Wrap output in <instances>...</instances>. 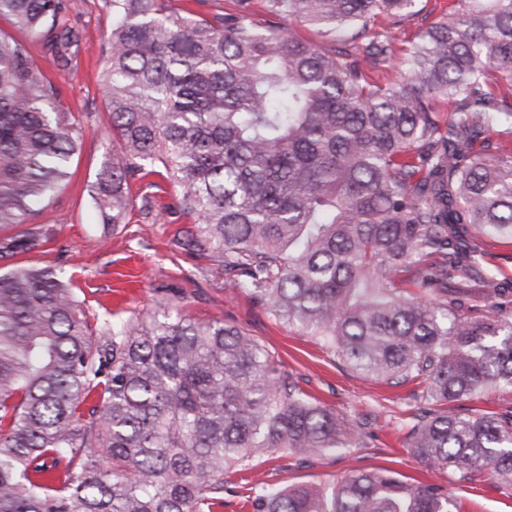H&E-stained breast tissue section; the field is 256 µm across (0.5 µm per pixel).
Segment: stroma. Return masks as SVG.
<instances>
[{"label": "stroma", "mask_w": 512, "mask_h": 512, "mask_svg": "<svg viewBox=\"0 0 512 512\" xmlns=\"http://www.w3.org/2000/svg\"><path fill=\"white\" fill-rule=\"evenodd\" d=\"M450 3L416 0V14L396 34L397 53H406ZM69 19L79 42L68 69L53 66L36 39L26 37L22 43L59 85L63 111L79 118L80 145L68 181L32 220L33 226L46 228L47 240L26 253L1 252L0 271L22 265L64 270L90 312L102 322L144 315L165 304L181 307L200 320L234 323L274 353L303 391L361 422L359 447L309 460L291 456L264 463L263 471L280 485L330 482L359 468H389L409 482L447 486L458 512H512V489L491 478L474 485L455 483L449 470L430 466L407 452L408 426L425 407L419 385L367 379L314 337L277 321L248 295L225 288L224 271L210 252L187 245L184 234L194 221L179 212L176 192L168 182L151 186L146 180L133 179L130 192L135 205L124 223L102 221L91 193L105 163L120 153L102 88L112 9L107 0H71ZM144 195L156 198L162 208L158 217L145 216L137 207Z\"/></svg>", "instance_id": "1"}]
</instances>
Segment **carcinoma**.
I'll return each instance as SVG.
<instances>
[{"label":"carcinoma","mask_w":512,"mask_h":512,"mask_svg":"<svg viewBox=\"0 0 512 512\" xmlns=\"http://www.w3.org/2000/svg\"><path fill=\"white\" fill-rule=\"evenodd\" d=\"M104 98L123 157L92 196L121 224L129 181L158 174L196 218L225 287L313 336L349 368L418 381L410 454L512 488V408L436 410L512 388V0H456L401 62L413 0H250L204 15L109 0ZM70 0H0L54 65L78 42ZM319 31L294 39L278 20ZM448 102V118L437 111ZM81 123L26 48L0 33V227L28 226L66 182ZM421 288L415 297L409 289ZM357 421L303 391L240 328L163 306L92 322L51 267L0 272V512H223L226 476L266 455L360 445ZM252 512H452L448 489L391 469L249 488ZM492 255L488 258L489 267L500 276L512 277V242L508 240L492 241L488 245Z\"/></svg>","instance_id":"cac0c4a2"}]
</instances>
